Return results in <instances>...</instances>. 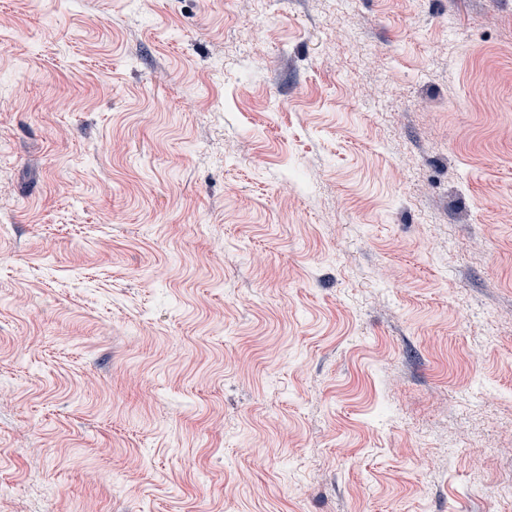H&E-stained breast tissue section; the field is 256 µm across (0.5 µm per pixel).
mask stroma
<instances>
[{
  "mask_svg": "<svg viewBox=\"0 0 512 512\" xmlns=\"http://www.w3.org/2000/svg\"><path fill=\"white\" fill-rule=\"evenodd\" d=\"M0 512H512V0H0Z\"/></svg>",
  "mask_w": 512,
  "mask_h": 512,
  "instance_id": "1",
  "label": "stroma"
}]
</instances>
